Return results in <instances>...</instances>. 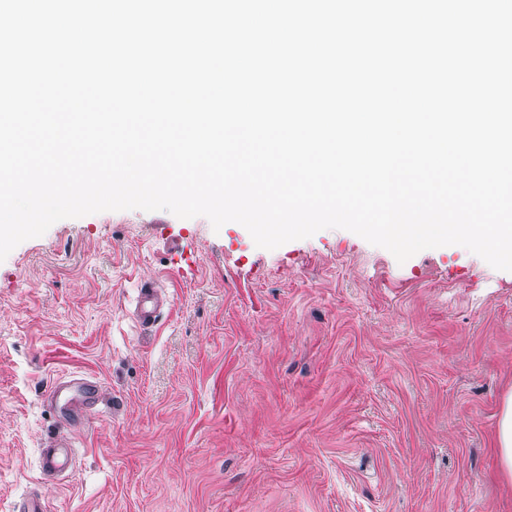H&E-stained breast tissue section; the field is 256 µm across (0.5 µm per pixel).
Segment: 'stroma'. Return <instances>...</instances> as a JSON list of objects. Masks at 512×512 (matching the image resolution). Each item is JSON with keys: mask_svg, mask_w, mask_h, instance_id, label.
<instances>
[{"mask_svg": "<svg viewBox=\"0 0 512 512\" xmlns=\"http://www.w3.org/2000/svg\"><path fill=\"white\" fill-rule=\"evenodd\" d=\"M156 282L161 315L134 317ZM99 401L76 412L79 388ZM512 272L459 245L397 262L344 229L106 211L0 262V512H512L497 428ZM75 449L45 480L40 450Z\"/></svg>", "mask_w": 512, "mask_h": 512, "instance_id": "obj_1", "label": "stroma"}]
</instances>
